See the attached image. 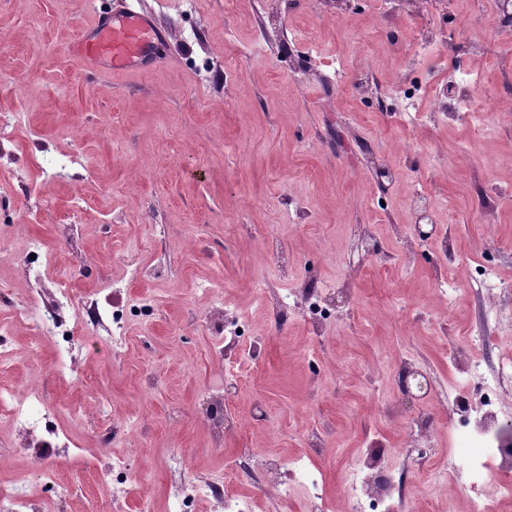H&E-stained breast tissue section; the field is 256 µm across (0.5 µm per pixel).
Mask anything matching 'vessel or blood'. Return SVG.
<instances>
[{"instance_id": "b4317fda", "label": "vessel or blood", "mask_w": 512, "mask_h": 512, "mask_svg": "<svg viewBox=\"0 0 512 512\" xmlns=\"http://www.w3.org/2000/svg\"><path fill=\"white\" fill-rule=\"evenodd\" d=\"M161 37V30L147 16L130 12L119 19L98 20L78 37L70 53L92 74H113L145 65Z\"/></svg>"}]
</instances>
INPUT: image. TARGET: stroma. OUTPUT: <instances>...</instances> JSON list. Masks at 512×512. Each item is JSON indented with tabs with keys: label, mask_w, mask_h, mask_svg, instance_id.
<instances>
[{
	"label": "stroma",
	"mask_w": 512,
	"mask_h": 512,
	"mask_svg": "<svg viewBox=\"0 0 512 512\" xmlns=\"http://www.w3.org/2000/svg\"><path fill=\"white\" fill-rule=\"evenodd\" d=\"M131 9L165 33L156 63L86 74L68 45ZM494 9L454 0L434 19L445 39L424 44L405 0H0V113L26 120L17 142L0 144V223H27L64 262L33 285L13 259L22 239L0 246V322L62 273L99 306L146 304L123 349L80 329L70 375L51 368L52 337L10 336L17 355L0 383L36 386L75 445L45 452L37 470L0 423V486L23 484L43 512H170L182 478L223 474L247 448L280 459L288 484L280 500L235 479L249 512H321L341 498L338 474L375 448L405 476L409 512H436L446 497L467 506L466 471L447 473L462 452L457 412L480 409L477 373L512 360V312L486 318L477 282L488 261L512 286V112L495 108L512 103V42L497 38ZM405 85L416 91L410 112ZM460 99L488 133L451 116ZM58 154L80 160L64 179L48 167ZM427 214L422 239L414 227ZM230 224L253 232L238 241ZM362 224L382 254L357 242ZM132 256L151 277L129 278ZM444 260L447 290L435 278ZM312 276L335 293L339 319L317 335L296 308L273 322V293ZM220 300L259 339L226 373L211 333L191 324ZM466 336V359L451 362ZM404 359L428 375L426 399H403ZM320 363L329 372L317 385ZM228 373L237 385L227 408L249 421L216 448L199 416ZM386 403L430 412L431 438L408 441ZM315 427L324 441L313 450L305 435ZM115 428L138 447H101ZM116 458L134 490L109 478ZM423 460L439 474L431 490L416 479ZM41 470L67 495L45 489Z\"/></svg>",
	"instance_id": "obj_1"
}]
</instances>
